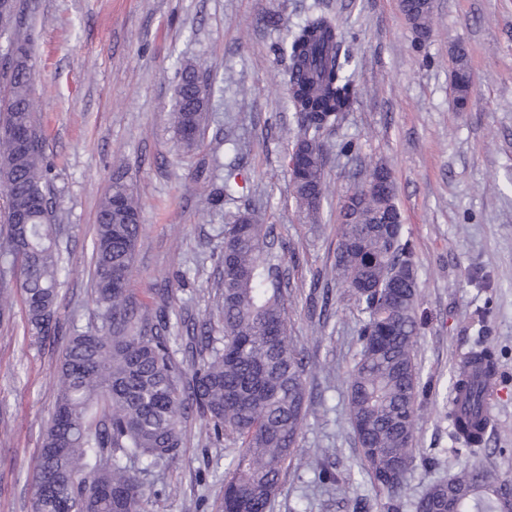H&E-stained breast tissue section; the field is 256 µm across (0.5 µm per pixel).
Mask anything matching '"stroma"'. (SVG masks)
I'll return each instance as SVG.
<instances>
[{
	"label": "stroma",
	"instance_id": "obj_1",
	"mask_svg": "<svg viewBox=\"0 0 512 512\" xmlns=\"http://www.w3.org/2000/svg\"><path fill=\"white\" fill-rule=\"evenodd\" d=\"M32 49L31 107L49 165L61 277L55 336L30 339L21 304L0 318V512H33L31 475L57 394V363L73 330L95 317L92 249L98 204L116 176L132 181L141 230L128 288L140 304L202 319L218 300L222 230L243 211L272 227L285 255L289 331L316 368L297 453L339 449L342 481L288 468L272 512H385L362 475L349 421L348 377L366 314L336 282L315 274L334 261L344 201L377 165L391 173L403 236L414 246L421 368L417 459L401 512L468 458L449 437L450 374L476 340L497 356L492 425L477 462L512 480V0H436L419 39L400 0H23ZM332 16L359 57L360 96L327 129L325 198L318 223L299 208L285 153L298 130L279 46L311 13ZM469 52V111L452 105V53ZM209 77L215 94L196 150L181 149L169 114L177 60ZM210 191L203 207L199 197ZM239 447L210 443L193 418L185 446L145 476L151 512H222L224 477ZM431 457L435 467L423 466Z\"/></svg>",
	"mask_w": 512,
	"mask_h": 512
}]
</instances>
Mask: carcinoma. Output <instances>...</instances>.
I'll return each mask as SVG.
<instances>
[{"instance_id":"carcinoma-1","label":"carcinoma","mask_w":512,"mask_h":512,"mask_svg":"<svg viewBox=\"0 0 512 512\" xmlns=\"http://www.w3.org/2000/svg\"><path fill=\"white\" fill-rule=\"evenodd\" d=\"M15 0H0V22L18 24ZM402 11L419 38L430 33V0H402ZM279 50L288 57L284 80L299 133L289 156L307 157L302 177L291 178L306 217L318 219L324 198L325 154L321 135L350 111L360 94L358 59L345 45L336 21L310 14L286 35ZM0 68L8 96L0 110V189L7 207L0 237V272L20 263L19 288L32 335L54 332L65 270L56 241L53 203L46 181L41 134L30 109L31 48L3 51ZM455 101L469 99L472 74L466 49L454 53ZM173 128L181 147L197 148L214 88L196 65L179 68ZM381 189L355 191L341 210L340 240L325 278L347 288L367 313L359 331V357L349 381V412L361 470L387 494L386 512H400L397 490L414 462L419 416L420 369L414 355L419 333L413 251L402 238L394 184L375 166ZM140 206L133 186L112 181L100 201L93 245L97 322L69 336L58 364L54 410L42 433L33 472V512H149L141 475L179 457L189 418L206 420L218 439L239 441L228 463L223 512H269L283 471L292 460L308 413L310 361L288 335L292 303L284 288L282 256L270 228L248 212L224 226L218 258L224 336L212 326L186 325L183 354L191 379L171 347L165 307L150 312L128 288L140 233ZM482 379L496 381L494 352H471ZM481 382L469 385L462 406L467 424L483 407ZM336 448H322L307 468L324 483H339ZM512 486L471 464L434 482L416 512H501Z\"/></svg>"}]
</instances>
